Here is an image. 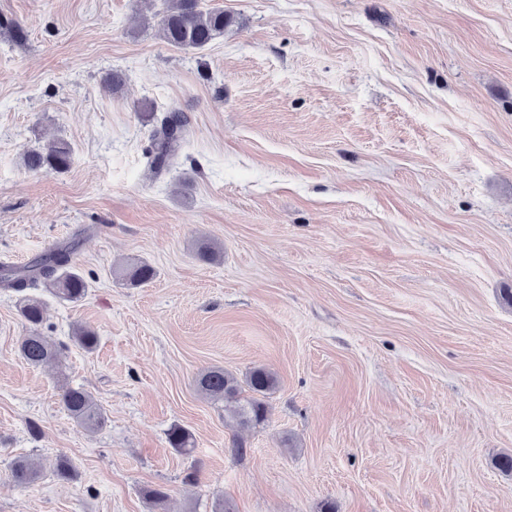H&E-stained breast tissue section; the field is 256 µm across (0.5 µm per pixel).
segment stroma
Here are the masks:
<instances>
[{"mask_svg": "<svg viewBox=\"0 0 512 512\" xmlns=\"http://www.w3.org/2000/svg\"><path fill=\"white\" fill-rule=\"evenodd\" d=\"M201 6L235 22L190 50L134 24L165 0H0V256L76 236L91 285L32 290L55 370L20 358L0 290V512H512L495 466L512 454V0ZM172 109L186 136L155 178ZM51 137L69 168L28 171ZM130 258L155 279L117 280ZM211 367L275 372L268 421L202 398ZM65 382L92 393L99 431L65 410ZM19 457L34 483L11 481ZM167 442L171 448L184 455L190 454L195 445L192 433L186 428L177 425L169 429Z\"/></svg>", "mask_w": 512, "mask_h": 512, "instance_id": "1", "label": "stroma"}]
</instances>
